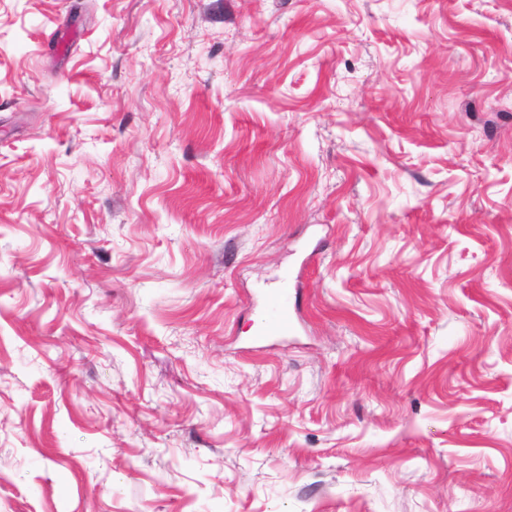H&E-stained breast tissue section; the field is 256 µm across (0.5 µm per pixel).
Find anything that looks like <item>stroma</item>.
Returning <instances> with one entry per match:
<instances>
[{
	"mask_svg": "<svg viewBox=\"0 0 512 512\" xmlns=\"http://www.w3.org/2000/svg\"><path fill=\"white\" fill-rule=\"evenodd\" d=\"M0 512H512V0H0ZM291 279H280L277 288L268 295L266 314L262 324L263 336L288 334L295 328V303Z\"/></svg>",
	"mask_w": 512,
	"mask_h": 512,
	"instance_id": "obj_1",
	"label": "stroma"
}]
</instances>
